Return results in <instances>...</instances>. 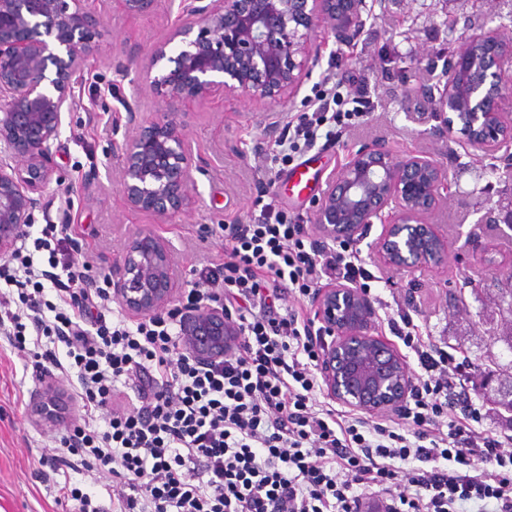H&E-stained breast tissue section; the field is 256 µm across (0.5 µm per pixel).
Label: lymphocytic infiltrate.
<instances>
[{
    "instance_id": "f902f5d3",
    "label": "lymphocytic infiltrate",
    "mask_w": 512,
    "mask_h": 512,
    "mask_svg": "<svg viewBox=\"0 0 512 512\" xmlns=\"http://www.w3.org/2000/svg\"><path fill=\"white\" fill-rule=\"evenodd\" d=\"M369 108L360 87L347 97L324 79L313 110L289 122L285 160ZM68 230L43 225L0 268V334L75 372L82 412L59 442L107 469L119 512H364L370 494L390 512L489 502L512 512V435L484 428L481 408L455 394L456 357L409 312L380 304L419 368L395 417L317 398L320 331L300 302L324 280L369 290L354 242L314 239L272 202L251 223L225 225L223 263L203 268L186 295L223 297L237 325L223 359L205 365L179 352L175 313L133 327L112 319V293L71 256ZM126 389L134 401H121Z\"/></svg>"
}]
</instances>
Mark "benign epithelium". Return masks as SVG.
Listing matches in <instances>:
<instances>
[{
	"instance_id": "benign-epithelium-1",
	"label": "benign epithelium",
	"mask_w": 512,
	"mask_h": 512,
	"mask_svg": "<svg viewBox=\"0 0 512 512\" xmlns=\"http://www.w3.org/2000/svg\"><path fill=\"white\" fill-rule=\"evenodd\" d=\"M92 0H0V257L11 255L35 213L48 214L47 190L56 166L53 147L73 110L76 75L96 49ZM363 0H179L169 38L147 54L142 80L167 107L137 118L138 100L112 86L137 121L120 146V189L127 206L169 224L195 186L193 150L173 119L178 106L204 104L220 90L281 112L318 65L324 34L351 42L363 29ZM179 42L176 55L167 48ZM512 65V43L476 34L456 49L439 85L438 111L448 112V134L486 154L512 147V87L501 71ZM460 128H455V123ZM447 170L423 155L397 160L383 143L356 152L319 197L313 222L327 239L355 240L383 224L375 243L392 269H434L448 261L445 241L427 216L443 202ZM112 298L144 318L174 308L178 286L173 248L153 231L135 234L110 275ZM322 327L319 369L328 393L367 413L394 410L413 385L400 354L373 334L377 311L367 294L330 284L313 297ZM179 350L209 364L224 357L234 318L223 300L199 309L177 307ZM66 391L48 378L36 392L30 417L55 423L74 414Z\"/></svg>"
}]
</instances>
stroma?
Returning a JSON list of instances; mask_svg holds the SVG:
<instances>
[{"mask_svg": "<svg viewBox=\"0 0 512 512\" xmlns=\"http://www.w3.org/2000/svg\"><path fill=\"white\" fill-rule=\"evenodd\" d=\"M98 8L100 49L57 141L59 179L48 189L55 206L70 208L74 258H91L94 275L107 274L127 241L149 229L174 245V274L187 290L202 266L223 262V225L248 221L258 202H275L308 225L314 198L362 146L380 140L397 158L429 156L448 170L445 201L428 217L448 245L447 263L435 270L385 267L374 258L378 224L357 244L376 277L372 294L399 303L422 334L454 351L464 363L461 386L474 404H484L474 391L476 376L512 363V352L490 335L503 317L502 291L512 288V150L485 155L449 136L432 97L461 41L480 31L512 38V0H365L364 30L350 44L328 40L286 112L309 111L327 76L343 83L361 77L373 108L356 127L305 152L312 182L301 193L274 178L282 167L281 133L265 129L257 106L220 92L205 104H185L176 121L205 170L196 176L190 205L170 224L124 203L115 152L135 126L110 89L121 80L126 96H139L142 111L163 112L139 73L150 46L170 34L176 12L167 0L142 14L126 12L120 0H100ZM37 375L0 335V512H73L74 502L59 499L67 479L113 512L108 475L94 482L79 470L39 465L45 451L66 460L71 454L54 442L57 424L30 419Z\"/></svg>", "mask_w": 512, "mask_h": 512, "instance_id": "obj_1", "label": "stroma"}]
</instances>
